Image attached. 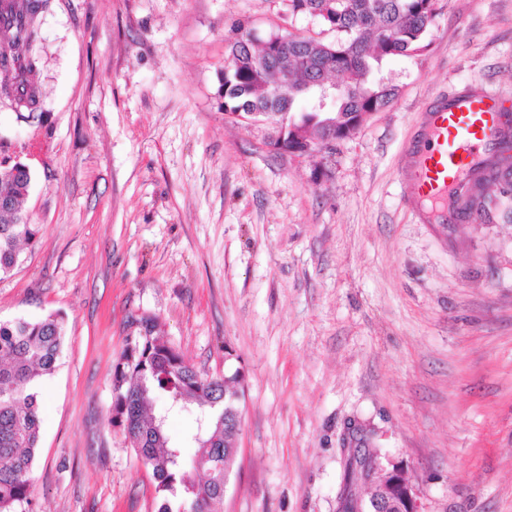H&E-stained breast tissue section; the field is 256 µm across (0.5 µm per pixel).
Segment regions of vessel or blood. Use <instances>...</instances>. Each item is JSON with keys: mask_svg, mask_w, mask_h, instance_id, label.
<instances>
[{"mask_svg": "<svg viewBox=\"0 0 512 512\" xmlns=\"http://www.w3.org/2000/svg\"><path fill=\"white\" fill-rule=\"evenodd\" d=\"M426 112L424 133L408 155L418 181L413 201L436 219L464 193L475 167L497 143L499 104L487 89L466 88L435 98Z\"/></svg>", "mask_w": 512, "mask_h": 512, "instance_id": "b4317fda", "label": "vessel or blood"}]
</instances>
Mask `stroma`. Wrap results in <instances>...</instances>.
<instances>
[{
	"mask_svg": "<svg viewBox=\"0 0 512 512\" xmlns=\"http://www.w3.org/2000/svg\"><path fill=\"white\" fill-rule=\"evenodd\" d=\"M392 103L328 152L280 155L218 95L232 21L336 40L288 0H49L38 119L0 103V161L43 149L23 203L35 247L0 321L55 312L40 386L39 512H156L109 422L129 317L157 316L200 372L245 374L223 512H339L362 443L420 512H512V221L424 222L405 146L464 86L512 112V0H437Z\"/></svg>",
	"mask_w": 512,
	"mask_h": 512,
	"instance_id": "stroma-1",
	"label": "stroma"
}]
</instances>
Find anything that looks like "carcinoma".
Returning <instances> with one entry per match:
<instances>
[{"mask_svg": "<svg viewBox=\"0 0 512 512\" xmlns=\"http://www.w3.org/2000/svg\"><path fill=\"white\" fill-rule=\"evenodd\" d=\"M294 14L304 13L343 34L336 42L312 36L271 33L261 38L242 20L225 36L220 94L224 113L234 121L263 113L270 131L266 145L279 149L304 140H325L324 116L298 112L304 87L321 77L334 78L342 90L329 111L343 127L366 112H377L395 88L372 78L375 64L425 48L435 17V0H288ZM47 0H11L0 7V42L15 54L16 104L36 105L33 90L37 61V14ZM34 177L0 173V193L13 200L0 211V277L18 264L21 246H34L37 224L22 223L23 201ZM491 197L481 192L464 209L489 214ZM126 345L114 368L112 425L119 428L151 471L158 512H221L224 474L237 457L235 414L242 413L244 376L200 373L161 336L151 315L127 322ZM65 326L49 314L38 320L0 322V512H35L33 469L42 426L41 380L52 374L61 352ZM202 410L192 436L196 451L184 457L182 442L167 431V416L154 403Z\"/></svg>", "mask_w": 512, "mask_h": 512, "instance_id": "obj_1", "label": "carcinoma"}]
</instances>
